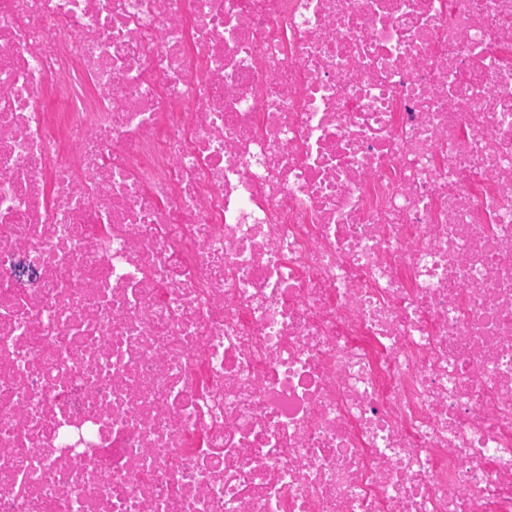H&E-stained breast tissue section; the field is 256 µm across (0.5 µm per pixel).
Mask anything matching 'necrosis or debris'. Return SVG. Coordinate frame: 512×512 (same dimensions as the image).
Returning <instances> with one entry per match:
<instances>
[{
    "mask_svg": "<svg viewBox=\"0 0 512 512\" xmlns=\"http://www.w3.org/2000/svg\"><path fill=\"white\" fill-rule=\"evenodd\" d=\"M0 512H512V0H0Z\"/></svg>",
    "mask_w": 512,
    "mask_h": 512,
    "instance_id": "4bbe7bcc",
    "label": "necrosis or debris"
}]
</instances>
